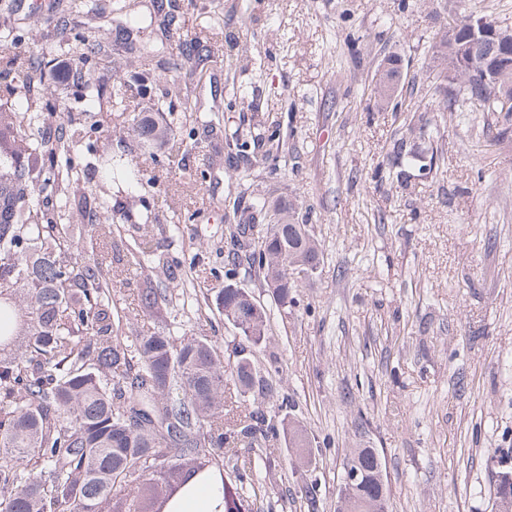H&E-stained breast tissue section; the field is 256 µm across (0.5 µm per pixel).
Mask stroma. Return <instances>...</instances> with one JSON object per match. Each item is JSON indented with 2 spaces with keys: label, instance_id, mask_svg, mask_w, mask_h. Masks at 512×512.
<instances>
[{
  "label": "stroma",
  "instance_id": "obj_1",
  "mask_svg": "<svg viewBox=\"0 0 512 512\" xmlns=\"http://www.w3.org/2000/svg\"><path fill=\"white\" fill-rule=\"evenodd\" d=\"M116 1L0 0V25H24L35 8L50 19L59 47L36 60L40 72L67 58L62 40L90 41L101 84L90 141L134 157L147 182L105 189L117 209L97 252L120 334L178 330L228 351L238 331L217 292L233 282L269 305L255 362L274 393L246 406L271 415L275 433L238 443L230 460L252 512H336L353 448L378 449L388 512H494L497 479L512 472V112L438 118L409 185L392 173L403 124L433 98L439 14L461 3L512 26V0H252L247 15L241 0H120L163 42L149 58L130 53ZM198 38L205 50L183 60ZM391 54L404 76L397 109L381 110L371 87ZM116 61L131 85L122 105L110 96ZM177 61L191 110L162 117L182 130L180 158L127 133L157 110L136 73L163 80ZM259 196L307 207L324 254L284 308L258 256L231 239L239 227L252 242L265 234ZM138 247L165 254L174 278L136 264ZM150 287L163 300L144 316ZM290 425L310 447H289Z\"/></svg>",
  "mask_w": 512,
  "mask_h": 512
}]
</instances>
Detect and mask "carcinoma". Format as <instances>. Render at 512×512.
<instances>
[{
  "instance_id": "obj_1",
  "label": "carcinoma",
  "mask_w": 512,
  "mask_h": 512,
  "mask_svg": "<svg viewBox=\"0 0 512 512\" xmlns=\"http://www.w3.org/2000/svg\"><path fill=\"white\" fill-rule=\"evenodd\" d=\"M498 38L436 33L434 62L442 111L458 101L505 93L512 100V28L493 18ZM49 23L33 19L26 35L0 29V42L22 50L6 61L10 105L0 106V512H174L197 484L218 488L223 512L244 508L243 476L224 466L234 435L252 444L268 438L264 411L225 408L224 376L239 395L267 396L252 355L224 362L207 340L150 335L122 338L112 322V274L83 257L90 227L112 219L101 186L123 165L92 157L82 120L67 107L35 106L41 96L32 63L53 49ZM373 93L392 103L399 59L379 64ZM96 82L80 87L82 112L99 99ZM187 96L166 83L157 103ZM180 151V131L147 118L128 128ZM274 227L258 242L265 285L288 306L296 280L288 269L318 268L322 251L308 224L286 202L273 204ZM238 320V351L266 336L269 316L252 293L229 283L215 299ZM347 465L359 482L340 489L341 512H387V488L376 449L355 448Z\"/></svg>"
}]
</instances>
